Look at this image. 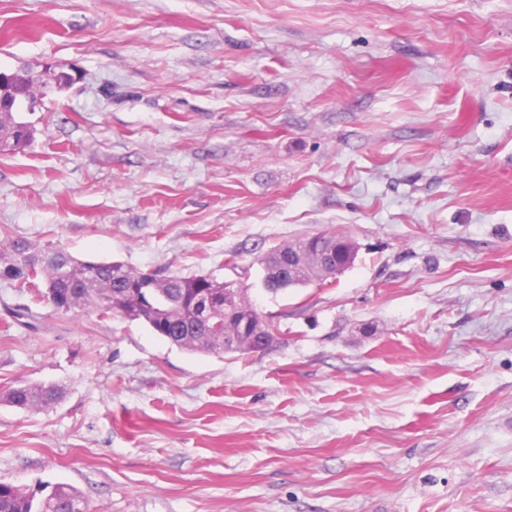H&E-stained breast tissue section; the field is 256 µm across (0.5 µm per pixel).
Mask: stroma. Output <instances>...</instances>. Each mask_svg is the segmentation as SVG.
<instances>
[{"label": "stroma", "mask_w": 512, "mask_h": 512, "mask_svg": "<svg viewBox=\"0 0 512 512\" xmlns=\"http://www.w3.org/2000/svg\"><path fill=\"white\" fill-rule=\"evenodd\" d=\"M49 86L0 239L233 282L264 351L181 349L0 280V482L91 512H512V0H0ZM354 264L278 293L319 234ZM26 310V317L13 313ZM340 241L343 247L340 252L341 260L337 263L338 267L336 262L326 255L319 256L313 253L302 252L298 264L294 267H289L288 274L282 269L288 262V254L293 251L291 247L293 244H286L273 249L269 253L264 266L265 275L263 281L266 289L272 293H277L280 290L293 287V283L296 285L306 284L311 278L309 276L301 277V275L307 271H313L319 275L321 272L325 271L334 269L345 270L349 268L354 263L353 260L357 247L349 237L342 238ZM314 260H316V266H312L311 264ZM283 273L285 275H283ZM289 274L292 277L299 276L300 278L288 281ZM60 397V389L52 384H23L0 392V401L26 410H43Z\"/></svg>", "instance_id": "stroma-1"}]
</instances>
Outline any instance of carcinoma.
Returning <instances> with one entry per match:
<instances>
[{
  "instance_id": "cac0c4a2",
  "label": "carcinoma",
  "mask_w": 512,
  "mask_h": 512,
  "mask_svg": "<svg viewBox=\"0 0 512 512\" xmlns=\"http://www.w3.org/2000/svg\"><path fill=\"white\" fill-rule=\"evenodd\" d=\"M0 132L9 147H24L32 135L12 112H0ZM286 244L273 249L264 266V285L272 293L310 281L304 276L293 281L283 273L288 254ZM0 280L17 288H33L56 311L123 315L140 307L145 324L171 344L182 349L224 354L225 339L238 335V321L221 319L210 328L184 317L201 293L224 301L228 283L208 276L171 275L159 279L119 262H93L73 257L60 247L39 246L26 239L0 240ZM60 397L52 384H23L0 392V401L26 410H43ZM0 512H89V504L76 488L57 484L40 496L8 483H0Z\"/></svg>"
}]
</instances>
